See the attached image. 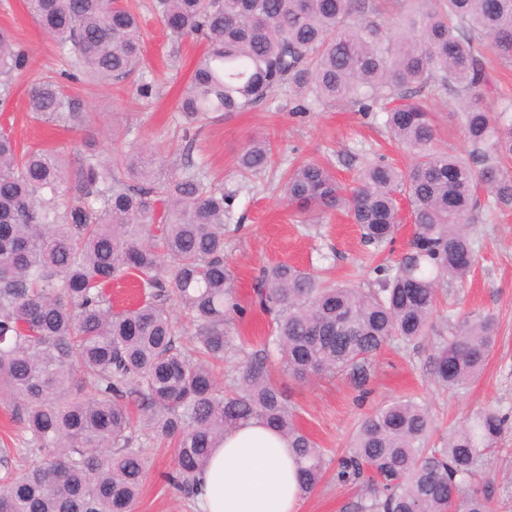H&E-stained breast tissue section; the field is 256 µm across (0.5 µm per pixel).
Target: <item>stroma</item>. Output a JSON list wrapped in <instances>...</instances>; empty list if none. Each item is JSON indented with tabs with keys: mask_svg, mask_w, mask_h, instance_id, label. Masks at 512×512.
I'll return each instance as SVG.
<instances>
[{
	"mask_svg": "<svg viewBox=\"0 0 512 512\" xmlns=\"http://www.w3.org/2000/svg\"><path fill=\"white\" fill-rule=\"evenodd\" d=\"M140 21L144 63L160 83L159 98L150 104L139 99L135 75L104 85H69V92L84 109L94 112L96 122L82 131L64 130L32 118L26 108L31 84L44 72L59 68L56 48L28 14L24 0H0V26L14 33L30 58L25 78L0 112V125L11 131L19 146L55 150L73 169L79 165L81 143L91 142L97 152L107 155L115 132L124 134L127 141L151 144L169 165L189 151L211 180L236 191L231 230L224 237V258L237 276L236 297L243 309L232 333L248 351L262 350L272 326L271 315L255 297L263 266L288 262L368 288L377 265L398 264L409 248L411 224L403 225L392 244L379 249L364 246L358 226L344 212L311 215L289 206L280 180L293 164L312 158L330 161L346 185L375 156L406 165L407 157L388 138L384 113H363L345 104L306 109L284 86L250 111L218 112L204 128L183 130L177 103L203 45L190 38L172 43L160 20L145 9ZM430 106L439 128V147L451 153L465 152L468 143L456 101L443 94ZM255 138L270 141L274 164L246 180L239 176L236 160ZM471 234L475 266L464 285L452 283L440 290L438 312L427 336L409 344L395 340L386 345L372 359L362 382L347 374L310 381L278 375V383L297 409L299 426L324 448L328 460L323 481L303 497L301 512H362L368 496L359 484L337 480V461L369 413L383 403L408 398L428 408L434 421L430 441L436 445L481 409L490 407L506 416L488 474L495 512H512V211L479 219L472 224ZM479 312L496 321L492 355L472 384L458 390L438 386L433 356L448 337L449 320ZM12 409V401L0 395V443L10 449L7 463H0V479L12 476L30 458L26 434ZM136 445L150 465L136 512H198L195 501L180 495L167 481L172 449L153 444L144 434Z\"/></svg>",
	"mask_w": 512,
	"mask_h": 512,
	"instance_id": "35a3bbf8",
	"label": "stroma"
}]
</instances>
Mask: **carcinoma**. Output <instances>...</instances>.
Instances as JSON below:
<instances>
[{"mask_svg": "<svg viewBox=\"0 0 512 512\" xmlns=\"http://www.w3.org/2000/svg\"><path fill=\"white\" fill-rule=\"evenodd\" d=\"M397 2L403 32L393 38L373 0H151L174 41L195 36L204 44L177 104L185 124L247 112L286 84L309 106L378 108L411 159L405 169L373 160L349 189L320 161L288 171L284 195L299 211L345 210L363 242L379 248L396 238L404 200L413 234L396 268H374L373 288L327 283L286 262L262 269L259 304L275 327L259 353L230 337L239 308L224 221L236 193L208 181L189 156L167 168L154 149L115 133L112 153L84 148L72 177L57 152H22L0 129V391L36 456L0 481V512H135L147 474L136 424L174 444L167 479L189 498L211 449L251 420L288 438L302 494L319 486L325 451L297 424L268 359L277 355L298 378L365 379L392 338L427 335L440 287L467 281L479 212L512 210V103L496 113L483 107L497 93L486 54L512 59V0ZM27 9L64 65L30 87L34 118L72 130L92 125L94 113L66 93V80L107 84L138 72L139 97L159 96L129 0H27ZM28 61L0 27L1 108ZM441 93L459 104L465 155L438 145L429 101ZM271 163L272 146L262 140L237 161L243 175ZM121 278L136 279L144 296L116 309L109 288ZM171 301L193 331L170 314ZM495 341L488 315L455 324L433 358L436 382L469 384ZM229 351L242 365L226 391L216 370ZM130 397L141 411L135 423ZM504 422L487 408L430 448L427 408L395 400L363 420L336 476L370 487L364 512H493L483 465Z\"/></svg>", "mask_w": 512, "mask_h": 512, "instance_id": "obj_1", "label": "carcinoma"}]
</instances>
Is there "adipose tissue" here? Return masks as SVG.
I'll use <instances>...</instances> for the list:
<instances>
[{
  "mask_svg": "<svg viewBox=\"0 0 512 512\" xmlns=\"http://www.w3.org/2000/svg\"><path fill=\"white\" fill-rule=\"evenodd\" d=\"M298 464L278 431L252 421L229 431L197 477L200 512H298Z\"/></svg>",
  "mask_w": 512,
  "mask_h": 512,
  "instance_id": "obj_1",
  "label": "adipose tissue"
}]
</instances>
